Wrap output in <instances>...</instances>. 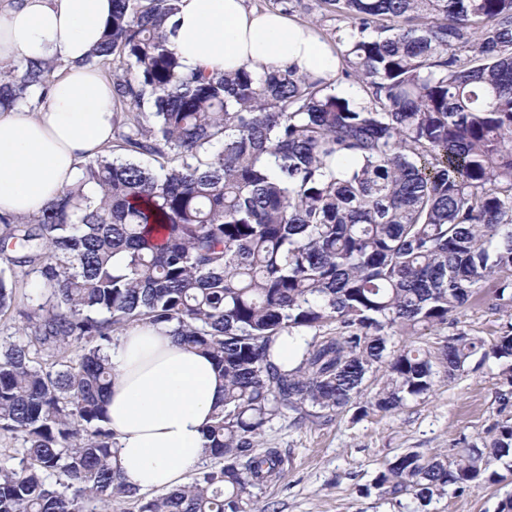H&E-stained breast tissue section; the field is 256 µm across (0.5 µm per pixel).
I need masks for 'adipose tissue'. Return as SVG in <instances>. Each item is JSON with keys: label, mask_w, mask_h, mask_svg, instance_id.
I'll return each instance as SVG.
<instances>
[{"label": "adipose tissue", "mask_w": 512, "mask_h": 512, "mask_svg": "<svg viewBox=\"0 0 512 512\" xmlns=\"http://www.w3.org/2000/svg\"><path fill=\"white\" fill-rule=\"evenodd\" d=\"M112 0H0V65L54 62L36 111L0 113V214L32 217L81 165L112 143V81L81 60L102 39ZM170 48L191 70L256 72L290 67L320 76L336 55L310 29L246 0H179L164 23ZM106 410L122 477L140 491L169 490L203 457V432L224 382L212 360L174 343L168 327L125 328L108 351Z\"/></svg>", "instance_id": "1"}]
</instances>
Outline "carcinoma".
Here are the masks:
<instances>
[{
    "instance_id": "cac0c4a2",
    "label": "carcinoma",
    "mask_w": 512,
    "mask_h": 512,
    "mask_svg": "<svg viewBox=\"0 0 512 512\" xmlns=\"http://www.w3.org/2000/svg\"><path fill=\"white\" fill-rule=\"evenodd\" d=\"M176 2L112 0L83 60L112 79L124 156L88 159L33 218L0 215V314L22 322L0 343V434L19 444L0 512H110L117 496L138 512H275L252 493L284 475L283 450L259 443L274 420L397 412L439 370L490 355L512 387V322L489 344L395 340L457 325L486 288L512 310V0H317L351 93L291 68L185 70L163 33ZM51 70L1 68L0 112L34 109ZM140 323L173 326L224 378L214 463L148 499L121 478L104 405L105 351ZM281 336L302 340L290 369ZM491 431L452 459L398 453L374 488L425 508L495 483L512 418Z\"/></svg>"
}]
</instances>
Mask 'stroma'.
<instances>
[{
    "mask_svg": "<svg viewBox=\"0 0 512 512\" xmlns=\"http://www.w3.org/2000/svg\"><path fill=\"white\" fill-rule=\"evenodd\" d=\"M511 320V314L478 303L466 309L460 327L444 333L451 336L463 329L490 342ZM502 368L491 358L453 380L439 375L428 397L397 413L374 412L358 421L341 414L299 427L286 416L275 420L263 441L288 450L289 458L282 479L264 487L261 497L276 512H414L409 497L395 501L372 490L378 470L409 448L452 456L463 440L486 436L500 417ZM495 468L498 483L462 492L448 489L428 512H498L500 502L512 496V459Z\"/></svg>",
    "mask_w": 512,
    "mask_h": 512,
    "instance_id": "stroma-1",
    "label": "stroma"
}]
</instances>
